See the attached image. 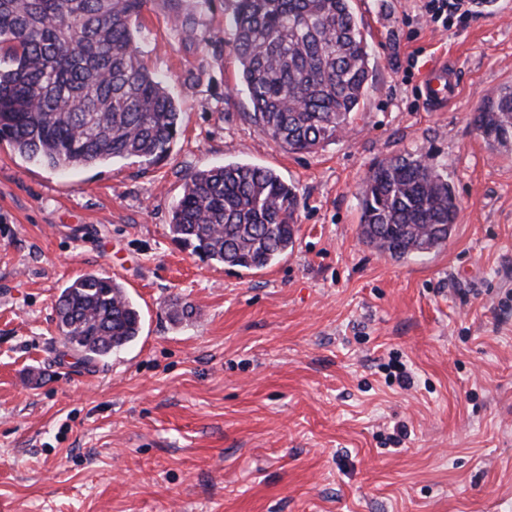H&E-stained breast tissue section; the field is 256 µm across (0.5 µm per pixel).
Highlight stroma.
I'll return each mask as SVG.
<instances>
[{
  "label": "stroma",
  "mask_w": 512,
  "mask_h": 512,
  "mask_svg": "<svg viewBox=\"0 0 512 512\" xmlns=\"http://www.w3.org/2000/svg\"><path fill=\"white\" fill-rule=\"evenodd\" d=\"M355 4L372 81L314 152L282 149L227 96L233 0H184L186 34L164 0L143 12L144 60L181 112L163 160L56 171L0 141V512H512V151L473 124L512 85V12L437 30L419 0ZM440 63L457 89L433 106L420 87ZM407 153L447 175L460 216L445 245L396 262L362 242L359 190ZM229 161L296 189L294 249L269 268L200 259L169 230L188 176ZM86 273L144 318L101 362L57 327ZM178 300L192 319L172 321Z\"/></svg>",
  "instance_id": "stroma-1"
}]
</instances>
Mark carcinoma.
<instances>
[{
    "mask_svg": "<svg viewBox=\"0 0 512 512\" xmlns=\"http://www.w3.org/2000/svg\"><path fill=\"white\" fill-rule=\"evenodd\" d=\"M148 0H0V141L53 170L116 160L154 163L180 135L177 100L144 63L138 23ZM247 118L280 147L313 152L363 106L370 46L352 0H234ZM492 150L512 148V86L479 108ZM360 235L391 259L448 240L459 204L425 155L376 162L361 189ZM294 188L272 169L227 162L189 176L169 224L193 253L228 268H263L295 246ZM58 328L93 362L132 343L140 314L99 273L61 292Z\"/></svg>",
    "mask_w": 512,
    "mask_h": 512,
    "instance_id": "cac0c4a2",
    "label": "carcinoma"
}]
</instances>
